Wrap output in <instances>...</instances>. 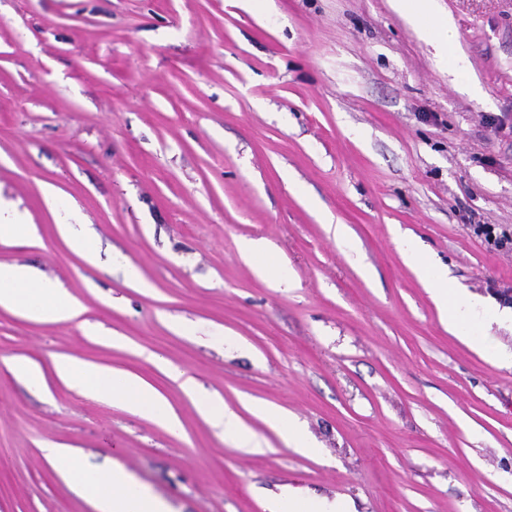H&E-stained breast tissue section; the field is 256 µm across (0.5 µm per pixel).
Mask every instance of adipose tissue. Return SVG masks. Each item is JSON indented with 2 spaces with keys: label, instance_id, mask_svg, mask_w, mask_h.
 <instances>
[{
  "label": "adipose tissue",
  "instance_id": "adipose-tissue-1",
  "mask_svg": "<svg viewBox=\"0 0 512 512\" xmlns=\"http://www.w3.org/2000/svg\"><path fill=\"white\" fill-rule=\"evenodd\" d=\"M431 3L432 0H393L395 10L415 24L422 35L437 33L435 47L439 61L449 63L451 71H459L458 61L451 59L448 50L449 19L444 15L432 14ZM398 248L418 275L431 286L436 305L451 329L467 335L490 358L512 365V353L499 350L490 336L492 326L512 325V314L449 286L440 267L431 262L412 240L399 238ZM0 306L21 317L35 320L49 315L63 321L79 314L76 304L62 297L49 281L35 276L25 267L7 263H0ZM56 371L83 396H108L134 413L147 416L170 430L177 429L179 425L177 416L162 396L136 375L67 357L57 361ZM200 408L207 420L219 428L234 447L249 451L261 448L260 438L230 406L204 402ZM251 410L275 428L291 447L303 453H314L315 447L297 419L263 403L252 404ZM45 457L54 469L59 470L82 492L95 512H168L162 500L135 483L120 466H113L111 474H99L87 469L70 449L62 446L47 447ZM266 510L356 512L350 501L312 497L295 490L270 499Z\"/></svg>",
  "mask_w": 512,
  "mask_h": 512
}]
</instances>
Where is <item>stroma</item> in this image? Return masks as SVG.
<instances>
[{"label":"stroma","instance_id":"stroma-1","mask_svg":"<svg viewBox=\"0 0 512 512\" xmlns=\"http://www.w3.org/2000/svg\"><path fill=\"white\" fill-rule=\"evenodd\" d=\"M437 3L456 76L392 0H0V207L29 227L0 262L81 308H0V512H93L49 444L169 512H265L288 487L357 512H512V366L448 328L395 242L512 308V251L474 231L512 234V0ZM77 216L82 251L58 232ZM245 239L293 286L258 278ZM59 356L140 376L180 431L81 396ZM203 398L267 451L234 448ZM252 412L262 416L287 441L288 445L297 448L302 453H316L313 443L307 437L302 424L291 416H286L281 410L263 403L251 404Z\"/></svg>","mask_w":512,"mask_h":512}]
</instances>
